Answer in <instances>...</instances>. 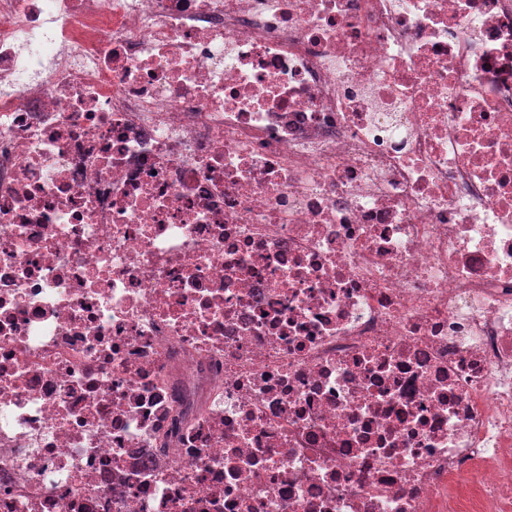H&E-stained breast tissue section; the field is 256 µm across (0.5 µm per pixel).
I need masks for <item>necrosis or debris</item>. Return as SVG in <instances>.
I'll use <instances>...</instances> for the list:
<instances>
[{
  "mask_svg": "<svg viewBox=\"0 0 512 512\" xmlns=\"http://www.w3.org/2000/svg\"><path fill=\"white\" fill-rule=\"evenodd\" d=\"M0 512H512V0H0Z\"/></svg>",
  "mask_w": 512,
  "mask_h": 512,
  "instance_id": "4bbe7bcc",
  "label": "necrosis or debris"
}]
</instances>
